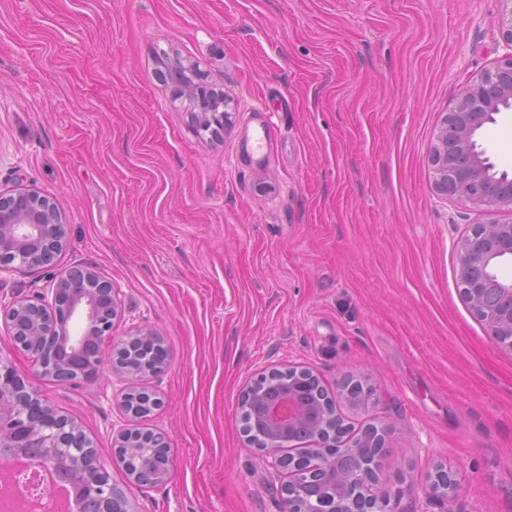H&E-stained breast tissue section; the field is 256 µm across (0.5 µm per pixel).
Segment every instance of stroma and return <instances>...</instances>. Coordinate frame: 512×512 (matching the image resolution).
Returning <instances> with one entry per match:
<instances>
[{
  "mask_svg": "<svg viewBox=\"0 0 512 512\" xmlns=\"http://www.w3.org/2000/svg\"><path fill=\"white\" fill-rule=\"evenodd\" d=\"M504 0H0V193L53 197L68 226L54 267L0 276L35 298L92 268L118 288L112 341L156 327L161 371L35 381L75 423L133 512H283L243 432L260 373L318 377L349 436L387 427L395 512H512V350L460 293L456 246L492 213L436 194L428 157L445 113L508 48ZM222 94L195 121L174 66ZM264 153L251 146L258 125ZM478 143L512 174V109ZM370 389L353 405L347 378ZM119 429L163 434L170 480L147 488ZM458 482L447 507L424 489ZM425 490L427 498L437 497L448 501V497L452 496L456 490V480L450 472L443 468H438L434 479Z\"/></svg>",
  "mask_w": 512,
  "mask_h": 512,
  "instance_id": "obj_1",
  "label": "stroma"
}]
</instances>
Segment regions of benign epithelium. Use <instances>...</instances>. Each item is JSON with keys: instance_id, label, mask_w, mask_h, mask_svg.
Returning a JSON list of instances; mask_svg holds the SVG:
<instances>
[{"instance_id": "7a95c632", "label": "benign epithelium", "mask_w": 512, "mask_h": 512, "mask_svg": "<svg viewBox=\"0 0 512 512\" xmlns=\"http://www.w3.org/2000/svg\"><path fill=\"white\" fill-rule=\"evenodd\" d=\"M506 102L512 104V54L471 83L456 107L444 115L429 156L438 193L512 214V178L486 175L491 164L476 141L480 129L491 122L494 107ZM66 239L67 225L53 198L34 190L0 193V275L20 267L54 265ZM455 255L462 294L496 342L512 350V279L498 273L500 262L512 257V223L474 225L457 245ZM119 304V292L112 283L100 279L91 268L76 266L57 276L48 293L36 300L17 296L0 303V317L17 349L36 366L39 379L75 384L93 377L104 364ZM112 373L120 380L136 375L122 348L112 359ZM308 383L303 379L287 395L277 397L269 385L252 389L247 404L240 407L244 413L252 406V434L263 441L261 452L273 477L281 481V489L313 476L325 484L329 502L302 510L287 494L286 512H392L380 476L386 429L368 428L374 448L371 464L358 461L338 471L339 462L356 456V449L339 438L337 413L331 411L327 399L311 402L303 398L302 389ZM303 429L318 444L310 449L316 458L310 468L300 455L289 462L281 454ZM155 438L162 452L131 474L141 485L156 486L171 478L168 444L159 434ZM116 440L119 453L128 455L143 438L121 429ZM33 448L38 449L34 454L38 462L67 480H77L80 492L96 499L97 512H131L129 501L109 482L104 463L80 428L41 399L24 372L0 360V464L8 466ZM338 481L357 490L350 501L338 500ZM455 490L453 475L439 468L426 496L446 501Z\"/></svg>"}]
</instances>
